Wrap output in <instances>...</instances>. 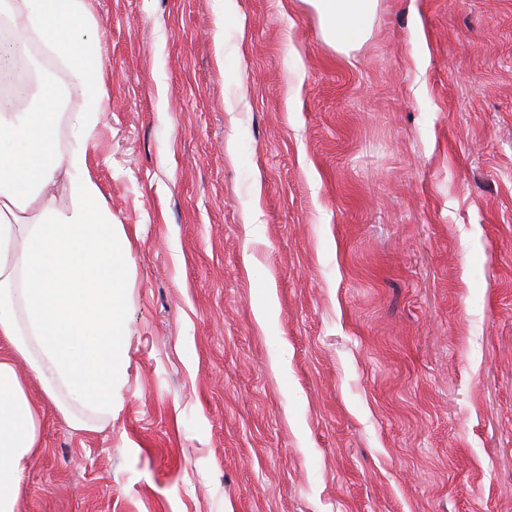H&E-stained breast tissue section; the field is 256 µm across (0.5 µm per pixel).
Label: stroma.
I'll return each instance as SVG.
<instances>
[{
    "instance_id": "35a3bbf8",
    "label": "stroma",
    "mask_w": 512,
    "mask_h": 512,
    "mask_svg": "<svg viewBox=\"0 0 512 512\" xmlns=\"http://www.w3.org/2000/svg\"><path fill=\"white\" fill-rule=\"evenodd\" d=\"M132 257L112 421L19 512H512V0H86ZM223 50H216V42ZM318 15L325 39L337 51L347 53L368 37V22L378 0H304Z\"/></svg>"
}]
</instances>
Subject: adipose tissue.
<instances>
[{
    "label": "adipose tissue",
    "mask_w": 512,
    "mask_h": 512,
    "mask_svg": "<svg viewBox=\"0 0 512 512\" xmlns=\"http://www.w3.org/2000/svg\"><path fill=\"white\" fill-rule=\"evenodd\" d=\"M327 42L346 53L368 37L378 0H306ZM39 39L85 92L56 149L61 85L37 105L0 111V512H17L25 472L42 448L43 411L23 374L78 431L112 420L122 375L130 255L85 155L107 103L85 0H0V45L26 54ZM65 183L67 197L55 189Z\"/></svg>",
    "instance_id": "ef3b65f1"
}]
</instances>
